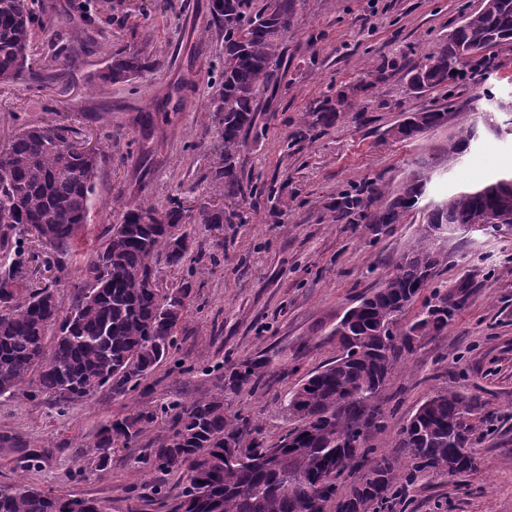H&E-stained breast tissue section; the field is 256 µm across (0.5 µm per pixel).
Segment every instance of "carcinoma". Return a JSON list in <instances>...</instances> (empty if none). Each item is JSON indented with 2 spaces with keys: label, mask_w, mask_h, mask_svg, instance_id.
I'll use <instances>...</instances> for the list:
<instances>
[{
  "label": "carcinoma",
  "mask_w": 512,
  "mask_h": 512,
  "mask_svg": "<svg viewBox=\"0 0 512 512\" xmlns=\"http://www.w3.org/2000/svg\"><path fill=\"white\" fill-rule=\"evenodd\" d=\"M306 0H223L216 19L224 31L222 91L210 103L218 113L217 136L224 158L225 195L246 197L241 159L263 97L275 93L283 45L297 28ZM36 19L34 0H0V86L19 85L30 76L28 48ZM512 42V0H483L462 15L448 41L424 57L409 78L410 90L422 94L448 85L470 66L485 74L493 67L491 49ZM155 62L147 49L118 50L98 79L112 85L131 83ZM360 87L311 111L329 124L352 105ZM448 122L445 109L408 113L390 129L415 139ZM500 133L488 120L459 128L448 137V159L467 153L485 132ZM77 131L64 124L32 126L0 150V395L25 387L64 408L108 387L117 397L135 391L168 356L187 312L190 285L160 287V258L178 266L190 249L183 231L184 201L173 195L167 204L114 200L121 222L90 245L82 266L83 288L64 311L55 289L30 288L22 276L29 263L26 227L33 228L57 262L73 248L87 223L95 193L102 149H75ZM429 177L411 173L397 191L376 181L367 185L370 199L382 202L370 214L374 224H393L416 207ZM482 213L498 223L494 231L512 232V173L477 188H465L426 213L416 243L395 263L371 296L349 310L336 325L334 359L293 391L286 410L296 426L278 443L250 446V421L230 414L224 392L253 391L268 371L261 357L239 360L224 377V386L205 398L175 408L172 434L145 455L157 472L178 474L182 489L171 512H327L338 501L341 512H384L406 490L423 481L451 475L466 478L478 470L472 451L483 404L463 392L441 390L428 397L400 431L401 456L374 455L369 432L381 426L379 395L395 362L413 350L410 336H438L448 329L469 300L471 282L460 278L436 283L444 262L431 247L429 229L442 224L458 230ZM431 288L414 321L403 317L419 295ZM389 327L387 339L379 335ZM152 417L133 413L102 427L84 469L103 471L115 442L128 448L145 432ZM364 428L358 447L338 441ZM243 453L252 467L224 468V455ZM370 465L347 492L340 478ZM334 473L327 488L313 486ZM95 499L56 496L17 483L0 487V512H94Z\"/></svg>",
  "instance_id": "cac0c4a2"
}]
</instances>
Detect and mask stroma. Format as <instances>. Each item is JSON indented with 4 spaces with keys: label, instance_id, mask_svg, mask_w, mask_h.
Listing matches in <instances>:
<instances>
[{
    "label": "stroma",
    "instance_id": "stroma-1",
    "mask_svg": "<svg viewBox=\"0 0 512 512\" xmlns=\"http://www.w3.org/2000/svg\"><path fill=\"white\" fill-rule=\"evenodd\" d=\"M160 2L36 0L51 24L37 27L30 64L45 80L0 86V149L24 126L59 123L106 145L91 238L120 221L116 197L160 206L177 195L189 208L191 258L159 271L163 287L186 283L192 294L156 371L128 396L102 390L64 409L26 388L0 397V486L85 495L106 512H164L150 498L160 484L176 497V476L139 471L138 461L150 439L168 434L171 405L215 392L241 358L266 357L269 373L255 392H229L224 401L250 420L253 439L276 443L294 426L287 392L335 357L331 332L414 245L425 205L512 169L508 112L491 115L501 134L484 136L453 162L445 151L449 135L476 120L487 94L512 102L511 43L497 47L490 78L454 81V100L408 87L409 71L481 0H307L284 46L277 94L262 101L249 135L244 175L257 193L229 199L218 175V118L205 109L221 90L224 62L212 0H169L164 11ZM147 43L159 65L128 85L99 83L113 52ZM358 81L364 89L353 108L330 125H305L304 112ZM421 108L447 109V124L414 140L390 136L406 113ZM143 112L155 115L147 137L134 123ZM421 166L430 177L423 203L396 223L338 217L342 194L374 179L399 188ZM214 208L235 213L234 223H200V210ZM434 247L446 259L440 280L470 276L471 297L447 331L420 338L403 354L380 393L384 426L370 432L368 444L397 453L402 427L434 390L478 394V472L411 489L401 512H512V234L459 231ZM27 277L35 287L54 284L66 308L82 285L73 255L52 268L34 261ZM135 411L153 417L146 439L113 450L101 475L82 472L84 447L100 427Z\"/></svg>",
    "mask_w": 512,
    "mask_h": 512
}]
</instances>
